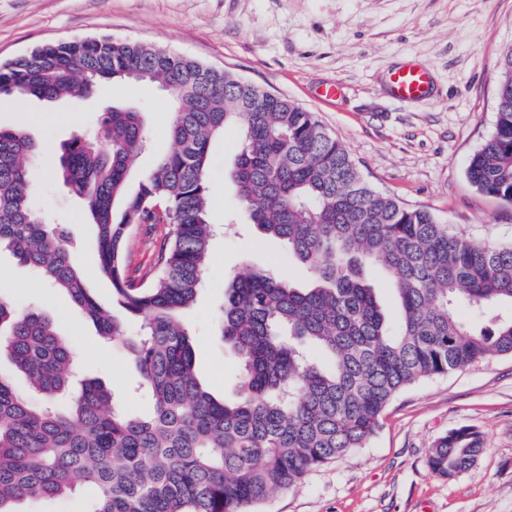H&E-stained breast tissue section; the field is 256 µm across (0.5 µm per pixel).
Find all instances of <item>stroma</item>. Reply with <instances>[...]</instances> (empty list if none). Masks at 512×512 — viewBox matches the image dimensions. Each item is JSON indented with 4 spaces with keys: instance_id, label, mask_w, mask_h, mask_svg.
<instances>
[{
    "instance_id": "1",
    "label": "stroma",
    "mask_w": 512,
    "mask_h": 512,
    "mask_svg": "<svg viewBox=\"0 0 512 512\" xmlns=\"http://www.w3.org/2000/svg\"><path fill=\"white\" fill-rule=\"evenodd\" d=\"M95 36L192 58L293 100L346 146L378 192L430 209L466 237L512 243V204L477 191L466 173L471 155L495 130L501 59L512 47V0H0V62L41 45ZM409 59L430 67L432 97L401 102L386 93L387 70ZM330 82L342 86L341 97L319 98L316 88ZM102 100L146 114L149 137L137 172L171 150L170 96L129 81L105 82L87 100L1 96L0 127L23 128L39 144L36 203L67 225L74 255L85 261L87 287L118 315L112 286L96 268L95 231L85 208L52 176L59 145L96 126ZM238 138L229 128L210 147V220L221 232L204 288L181 315L194 337L204 386L227 399L237 393L240 363L218 325L225 284L259 269L287 273L300 286L308 282L305 268L287 260L278 241L237 220L228 173ZM170 230L167 224L132 229L130 275L153 269ZM0 294L57 321L60 335L75 346L80 379L104 384L128 413L149 410L150 397L136 388L126 351L103 342L77 307L4 247ZM462 426L482 433L484 452L468 471L449 479L432 475L427 459L434 441ZM258 512H512V356L402 391L366 447L275 493Z\"/></svg>"
}]
</instances>
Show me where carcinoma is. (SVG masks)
<instances>
[{
    "instance_id": "cac0c4a2",
    "label": "carcinoma",
    "mask_w": 512,
    "mask_h": 512,
    "mask_svg": "<svg viewBox=\"0 0 512 512\" xmlns=\"http://www.w3.org/2000/svg\"><path fill=\"white\" fill-rule=\"evenodd\" d=\"M169 93L174 149L135 184L148 137L145 112L110 102L101 119L62 145L57 177L96 231L99 274L131 335L84 287L63 224L32 198L38 144L0 127V246L64 293L123 346L152 399L148 416L113 404L102 383L74 389L75 352L51 318L0 296V356L43 403L0 373V512L29 499L98 495L90 512H247L353 448L381 426L390 402L423 380L496 355L512 356V244L470 240L426 209L377 193L346 147L297 103L231 73L110 37L47 44L0 65V94L86 99L102 81ZM234 127L240 148L229 178L248 223L305 266L311 284L251 271L224 287L219 322L241 363L238 396L217 400L200 382L179 313L203 285L215 235L208 184L211 141ZM480 192L512 204V50L502 59L495 131L470 158ZM142 224H169L156 273L126 272V242ZM386 277L399 303L388 321L370 277ZM467 306L483 326L464 322ZM484 451L472 426L439 437L431 473L448 478Z\"/></svg>"
}]
</instances>
